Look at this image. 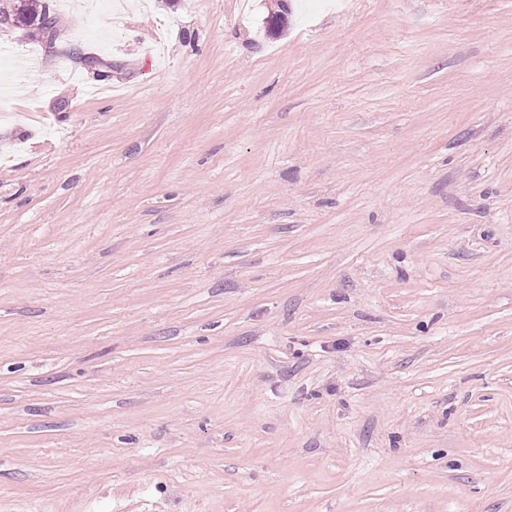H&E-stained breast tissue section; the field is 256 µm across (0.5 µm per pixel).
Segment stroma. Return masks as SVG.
Returning <instances> with one entry per match:
<instances>
[{"mask_svg":"<svg viewBox=\"0 0 512 512\" xmlns=\"http://www.w3.org/2000/svg\"><path fill=\"white\" fill-rule=\"evenodd\" d=\"M125 2L0 27V512H512V0Z\"/></svg>","mask_w":512,"mask_h":512,"instance_id":"1","label":"stroma"}]
</instances>
